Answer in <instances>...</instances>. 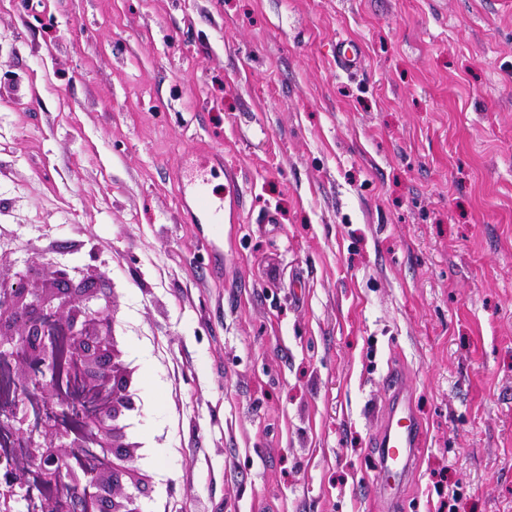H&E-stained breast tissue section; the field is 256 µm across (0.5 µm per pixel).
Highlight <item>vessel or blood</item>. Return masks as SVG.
<instances>
[{"mask_svg": "<svg viewBox=\"0 0 512 512\" xmlns=\"http://www.w3.org/2000/svg\"><path fill=\"white\" fill-rule=\"evenodd\" d=\"M195 202L205 223L224 221V198L209 193L206 182L187 184L182 190ZM421 440V425L413 412L412 392L406 380L394 376L390 385V400L383 425L374 446L379 457L372 486L390 507H400L407 476L417 457Z\"/></svg>", "mask_w": 512, "mask_h": 512, "instance_id": "obj_1", "label": "vessel or blood"}]
</instances>
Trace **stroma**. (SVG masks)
<instances>
[{
	"label": "stroma",
	"mask_w": 512,
	"mask_h": 512,
	"mask_svg": "<svg viewBox=\"0 0 512 512\" xmlns=\"http://www.w3.org/2000/svg\"><path fill=\"white\" fill-rule=\"evenodd\" d=\"M59 262L116 300L141 512H388L394 373L406 512H512V0H0V274ZM189 196L195 202L201 214L203 224H223L224 222V196L210 194L207 182L189 183L182 190V201ZM421 425L413 412L412 391L394 376L383 425L374 443L379 457L372 487L393 509L402 505V491L420 448Z\"/></svg>",
	"instance_id": "1"
}]
</instances>
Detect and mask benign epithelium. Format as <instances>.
Segmentation results:
<instances>
[{
  "label": "benign epithelium",
  "instance_id": "1",
  "mask_svg": "<svg viewBox=\"0 0 512 512\" xmlns=\"http://www.w3.org/2000/svg\"><path fill=\"white\" fill-rule=\"evenodd\" d=\"M22 280L21 274H0V359H14L18 374L42 391L37 371L53 363L54 338L65 334L72 369L101 404L77 439L54 418L31 431L22 410L14 414L11 429L45 481L57 482L59 462L66 459L69 512H140L132 494L117 491L123 483L137 485L142 473L135 467L139 444L127 424L137 388L115 337L113 301L106 297L92 307L101 296L85 281H75L65 265L54 266L39 288L29 289Z\"/></svg>",
  "mask_w": 512,
  "mask_h": 512
}]
</instances>
